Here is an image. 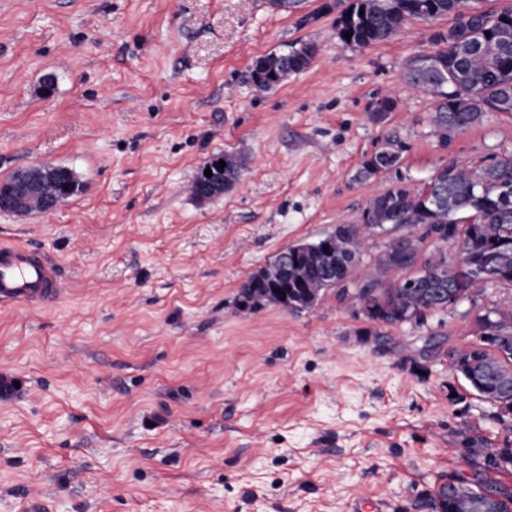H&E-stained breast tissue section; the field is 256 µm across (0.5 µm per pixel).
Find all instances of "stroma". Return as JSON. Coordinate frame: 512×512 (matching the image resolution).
<instances>
[{
  "mask_svg": "<svg viewBox=\"0 0 512 512\" xmlns=\"http://www.w3.org/2000/svg\"><path fill=\"white\" fill-rule=\"evenodd\" d=\"M330 0H0V182L72 169L47 213H0V239L46 253L66 292L0 303V512H423L446 476L512 496V420L448 367L488 287L424 325L378 326L326 290L311 309L245 314L238 292L289 245L356 219L395 180L512 157V113L440 143L406 63L448 19L341 42ZM312 43L260 93L254 58ZM51 95H43L45 82ZM388 122L369 107L388 89ZM403 147L361 180L365 155ZM251 165L220 198L187 186L214 155ZM300 49L301 54H317V48L315 47V45L309 43L303 44L302 48L301 46L299 48H294V46H291L290 48L287 47L286 50L275 53H269L267 55L276 54L278 56H286L285 60L288 61V71L295 73L306 69L311 64L310 59L304 58L300 55Z\"/></svg>",
  "mask_w": 512,
  "mask_h": 512,
  "instance_id": "obj_1",
  "label": "stroma"
}]
</instances>
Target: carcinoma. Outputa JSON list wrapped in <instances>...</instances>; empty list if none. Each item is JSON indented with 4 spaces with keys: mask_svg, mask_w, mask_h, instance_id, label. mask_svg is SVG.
Returning <instances> with one entry per match:
<instances>
[{
    "mask_svg": "<svg viewBox=\"0 0 512 512\" xmlns=\"http://www.w3.org/2000/svg\"><path fill=\"white\" fill-rule=\"evenodd\" d=\"M474 8L470 0H351L336 19V36L347 45L366 48L395 38L409 18L452 19L448 28L431 35L433 48L414 55L401 77L408 90L433 99L429 119L440 142L446 144L487 112H512V42L493 61L479 51L462 50L465 43L491 42L499 30H512V6L479 12ZM279 55L288 61L292 73L311 64L294 47ZM249 79L259 92L271 91L283 81L280 75L262 71L257 60L252 62ZM381 99L385 109L369 112L377 124L387 122L398 103L393 93ZM400 152L399 144L390 143L365 156L360 175L372 179L398 167ZM398 228L407 232L391 238L383 256L353 277L374 234ZM433 232L443 241L462 244L459 264H449L442 253L432 254L423 262L420 275L393 288L386 286L390 269L415 266L425 237ZM327 237L333 239L336 258L332 275L324 273L321 257L313 252L316 242L293 244L288 250V275L273 285L250 277L239 291L240 310L251 313L268 303L294 313L312 307L326 290L335 288L341 301L372 302L366 315L371 322L417 324L419 318L445 309L436 291L451 268L455 275L448 289L463 298L490 285L476 276L477 267L495 269L512 286V158L474 169L449 160L420 189L399 183L374 193L358 221L336 225ZM498 317L511 319L512 304L496 308L492 317L475 318L474 335L481 338L482 347L450 351L449 368L477 396L512 408V338H500L493 324ZM454 481L451 494L443 495L439 486L424 507L442 512H508L506 494L498 488L478 478L458 476Z\"/></svg>",
    "mask_w": 512,
    "mask_h": 512,
    "instance_id": "cac0c4a2",
    "label": "carcinoma"
}]
</instances>
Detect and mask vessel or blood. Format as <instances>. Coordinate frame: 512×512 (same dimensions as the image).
Masks as SVG:
<instances>
[{"label":"vessel or blood","instance_id":"vessel-or-blood-1","mask_svg":"<svg viewBox=\"0 0 512 512\" xmlns=\"http://www.w3.org/2000/svg\"><path fill=\"white\" fill-rule=\"evenodd\" d=\"M63 291L60 274L45 253L0 243V303L45 306Z\"/></svg>","mask_w":512,"mask_h":512}]
</instances>
